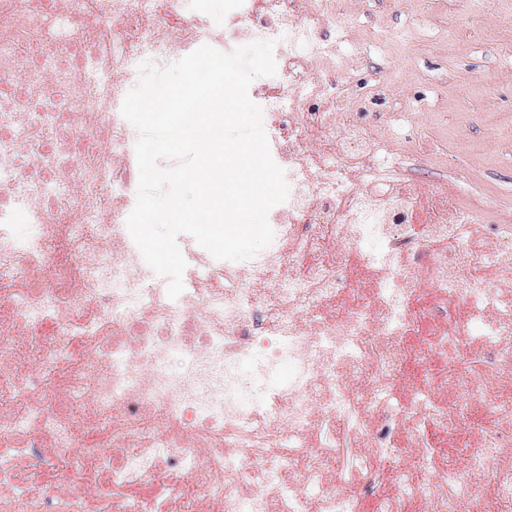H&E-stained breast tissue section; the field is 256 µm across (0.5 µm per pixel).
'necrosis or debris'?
<instances>
[{
  "label": "necrosis or debris",
  "mask_w": 512,
  "mask_h": 512,
  "mask_svg": "<svg viewBox=\"0 0 512 512\" xmlns=\"http://www.w3.org/2000/svg\"><path fill=\"white\" fill-rule=\"evenodd\" d=\"M355 23L336 0H0V512H360L363 440L380 512H512V224L406 177L414 146L373 132L395 59L366 97L337 63ZM242 30L282 63L249 96L288 197L251 259L179 235L173 300L127 228L123 100L140 64Z\"/></svg>",
  "instance_id": "necrosis-or-debris-1"
}]
</instances>
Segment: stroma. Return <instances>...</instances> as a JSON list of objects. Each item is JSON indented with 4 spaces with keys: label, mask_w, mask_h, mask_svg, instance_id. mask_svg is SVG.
Returning <instances> with one entry per match:
<instances>
[{
    "label": "stroma",
    "mask_w": 512,
    "mask_h": 512,
    "mask_svg": "<svg viewBox=\"0 0 512 512\" xmlns=\"http://www.w3.org/2000/svg\"><path fill=\"white\" fill-rule=\"evenodd\" d=\"M341 10L367 11L385 27H403L416 44L402 63L391 93L398 118L378 125L377 136H412L403 114L425 113L423 156L411 178L446 182L473 208L493 206L497 220L512 224V140L495 139L497 126L512 122V57L492 54V46L512 49V0H339ZM362 52H341L355 86L370 89V67L395 46L377 49L369 28L351 33Z\"/></svg>",
    "instance_id": "obj_1"
}]
</instances>
